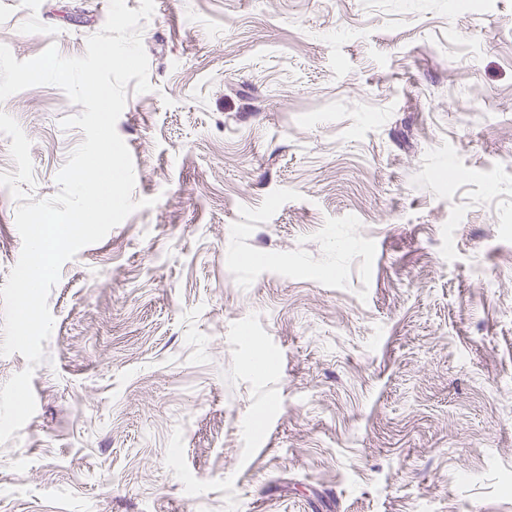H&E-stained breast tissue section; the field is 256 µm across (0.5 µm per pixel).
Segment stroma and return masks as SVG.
I'll list each match as a JSON object with an SVG mask.
<instances>
[{"label":"stroma","instance_id":"35a3bbf8","mask_svg":"<svg viewBox=\"0 0 512 512\" xmlns=\"http://www.w3.org/2000/svg\"><path fill=\"white\" fill-rule=\"evenodd\" d=\"M108 11L0 0V43ZM142 42L140 206L60 269L0 512H512V0H155ZM0 111L53 197L81 106Z\"/></svg>","mask_w":512,"mask_h":512}]
</instances>
